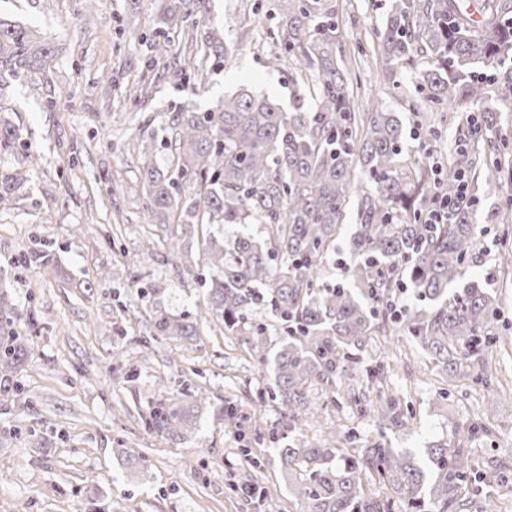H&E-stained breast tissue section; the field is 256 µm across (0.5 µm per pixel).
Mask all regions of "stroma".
<instances>
[{"label": "stroma", "instance_id": "obj_1", "mask_svg": "<svg viewBox=\"0 0 512 512\" xmlns=\"http://www.w3.org/2000/svg\"><path fill=\"white\" fill-rule=\"evenodd\" d=\"M274 4L210 0L209 14L187 21L185 30H220L234 64L204 62L205 79L185 85L154 56L158 0H103L93 13L86 0H0L1 20L39 31L55 48L46 70L0 78V110L29 144L0 156V177L29 175L14 202L0 209V282L9 301L34 313L22 328L28 338L16 375L22 392L0 405V512H89L96 502L105 503V512H301L271 435L316 445L327 426L342 422L355 427L358 443L378 438L417 454L453 442L490 400L496 417L488 433L469 442V453L480 468L512 469L511 346L488 353L499 378L489 392L448 380L404 334L372 337L368 355L387 375L362 385L374 399L401 392L411 426L379 431L372 416L315 385L290 433L287 407L262 398L272 372L251 349L253 325L231 331L209 320L200 283L209 267L186 273L159 261L134 264L148 244L160 242L137 165L140 141L163 136L162 113L178 105L208 111L243 85L288 104L291 73L268 63L281 48ZM339 11L341 38L362 48L351 67L363 94L407 112V103L390 97L376 78L382 58L373 30L385 0H339ZM142 84L152 98L137 105L128 95ZM31 150L42 157L39 167L30 164ZM43 240L56 255L57 274L21 261L25 248ZM158 308L195 321L199 336L148 340ZM196 384L210 400L187 442L147 430L160 392L177 396ZM228 403L256 417L257 428L240 433L225 426ZM245 442L263 460L255 474L265 490L259 505L227 488L231 474L247 465L239 451ZM143 460L150 465L146 475L139 470Z\"/></svg>", "mask_w": 512, "mask_h": 512}]
</instances>
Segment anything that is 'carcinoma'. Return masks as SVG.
<instances>
[{"label":"carcinoma","instance_id":"carcinoma-1","mask_svg":"<svg viewBox=\"0 0 512 512\" xmlns=\"http://www.w3.org/2000/svg\"><path fill=\"white\" fill-rule=\"evenodd\" d=\"M208 0H163L162 28L154 49L176 53L186 75L184 52L230 65L233 54L216 29L172 48L166 31L182 29L191 16L206 15ZM282 46L296 76L306 79L288 108L249 90L224 98L207 112L187 106L164 113V129L174 145L173 169L157 161V145L142 146L140 183L147 208L166 230V249L190 272L197 262L193 239L202 238L205 309L234 329L255 306L270 310L284 334L273 360L268 396L288 406V427L297 428L300 409L313 384L336 386L338 371L355 362L353 351L373 336H392L396 328L425 349L450 379L470 381L489 391L497 376L484 361L490 347L503 343L495 320L500 297L493 281L472 280L457 291L476 260V207L452 213L446 224L424 223L436 196H454L466 173L470 196L479 201L497 181L512 184V153L489 137L499 123L493 99L512 103V0H483L480 19L460 0H393L375 37L381 50V82L391 96L409 94L412 125L381 98L366 112L354 103L353 76L344 67L337 0H277ZM51 43L38 32L0 21V76L19 79L47 67ZM423 64L417 69L415 65ZM478 103V122L454 125V142H471L470 152L453 150L436 175L432 162L407 148L409 141L436 139L434 114ZM19 128L0 116V155L22 143ZM364 178L354 177L355 168ZM27 180L15 173L0 179V204L7 205ZM194 183V197L182 186ZM356 230L346 241L352 257L345 281H323L324 264L349 212ZM504 238L501 274H512V199L490 216ZM266 226L274 246L255 237L219 239L213 224ZM27 265L55 273L45 248L24 255ZM411 288L423 308L396 307L398 292ZM22 313L0 295V404L19 395L15 374L28 356L27 337L16 329ZM199 335L197 323L152 312L154 339ZM350 349L344 355L339 347ZM205 389L182 398L162 395L146 417L150 431L179 443L193 434ZM380 428L404 425L397 398L373 408ZM480 430L471 425L457 443L433 444L424 456L384 448L373 442L357 455L336 461L350 432L332 429L318 446L276 449L291 476L290 491L303 512H467L470 495L483 488L512 485L507 469L475 468L466 444ZM369 480L383 494L365 492Z\"/></svg>","mask_w":512,"mask_h":512}]
</instances>
